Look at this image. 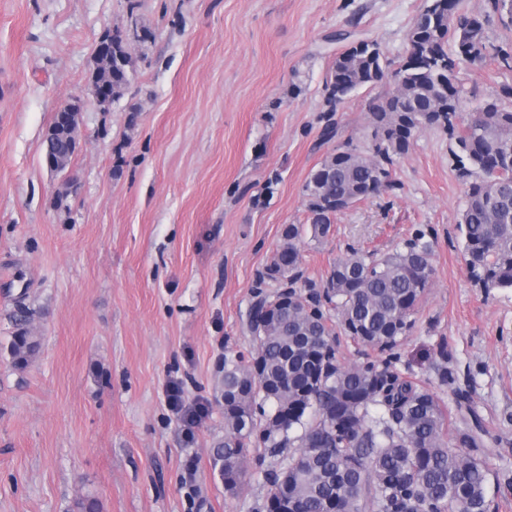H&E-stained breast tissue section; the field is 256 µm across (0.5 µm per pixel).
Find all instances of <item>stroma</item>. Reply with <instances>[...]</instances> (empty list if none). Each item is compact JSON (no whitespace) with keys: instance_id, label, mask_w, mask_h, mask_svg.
<instances>
[{"instance_id":"obj_1","label":"stroma","mask_w":512,"mask_h":512,"mask_svg":"<svg viewBox=\"0 0 512 512\" xmlns=\"http://www.w3.org/2000/svg\"><path fill=\"white\" fill-rule=\"evenodd\" d=\"M428 3L0 0V512H73L79 499L97 512H260L263 449L234 491L212 466L224 349L256 347L247 316L259 276L284 226L308 222L310 172L345 143L372 145L368 104L392 86L330 107L343 33L375 39L396 69ZM461 9L485 21L483 61L458 70L475 112L512 86V19L489 0ZM117 27L135 35V72L102 112L89 72ZM75 98L79 148L56 174L42 140ZM456 150L443 129L418 131L394 159L395 188L337 213L327 240L303 236L300 268L319 282L351 250L386 253L431 233L435 274L399 369L449 414L448 442L481 435L490 512H512V494L497 490L512 477V289L487 293L468 276ZM21 298L41 349L19 369ZM445 369L453 385L441 384ZM172 380L205 408L193 429L168 406Z\"/></svg>"}]
</instances>
